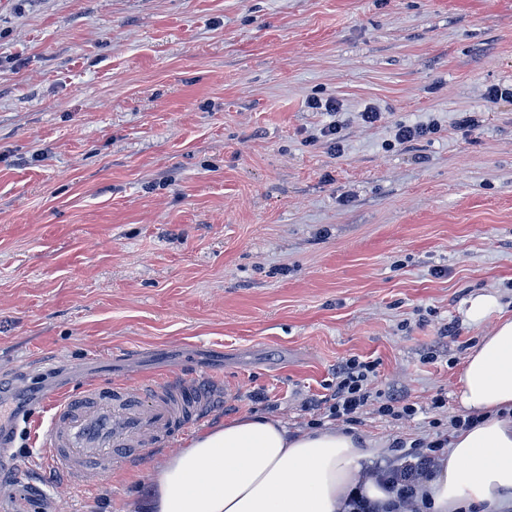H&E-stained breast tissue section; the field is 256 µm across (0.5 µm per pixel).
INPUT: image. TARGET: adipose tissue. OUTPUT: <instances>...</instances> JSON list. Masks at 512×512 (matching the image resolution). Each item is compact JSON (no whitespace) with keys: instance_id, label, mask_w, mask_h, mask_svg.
Listing matches in <instances>:
<instances>
[{"instance_id":"adipose-tissue-1","label":"adipose tissue","mask_w":512,"mask_h":512,"mask_svg":"<svg viewBox=\"0 0 512 512\" xmlns=\"http://www.w3.org/2000/svg\"><path fill=\"white\" fill-rule=\"evenodd\" d=\"M458 401L478 423L450 437L428 485L429 512H505L512 504V318L468 354ZM364 438L345 430L289 431L245 415L197 431L157 466L143 512H342L351 489L387 493L366 478Z\"/></svg>"}]
</instances>
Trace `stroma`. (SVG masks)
Here are the masks:
<instances>
[{
	"label": "stroma",
	"mask_w": 512,
	"mask_h": 512,
	"mask_svg": "<svg viewBox=\"0 0 512 512\" xmlns=\"http://www.w3.org/2000/svg\"><path fill=\"white\" fill-rule=\"evenodd\" d=\"M510 83L512 0H0L10 512H127L149 487L163 450L79 487L45 463L34 420L89 382L180 374L211 394L201 425L294 431L330 425L309 402L356 356L418 409L367 406L372 447L451 435L466 356L512 317V104L485 100ZM479 293L500 311L473 324Z\"/></svg>",
	"instance_id": "35a3bbf8"
}]
</instances>
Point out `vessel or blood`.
<instances>
[{
	"instance_id": "1",
	"label": "vessel or blood",
	"mask_w": 512,
	"mask_h": 512,
	"mask_svg": "<svg viewBox=\"0 0 512 512\" xmlns=\"http://www.w3.org/2000/svg\"><path fill=\"white\" fill-rule=\"evenodd\" d=\"M210 397L179 375L133 383H88L57 398L41 443L51 465L72 481L114 471L144 449L171 442L186 421L201 420Z\"/></svg>"
}]
</instances>
